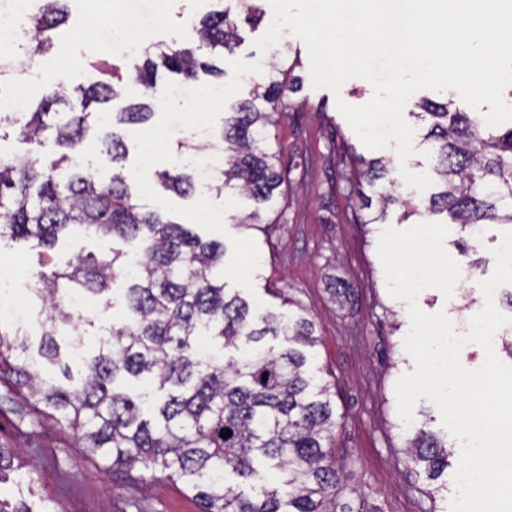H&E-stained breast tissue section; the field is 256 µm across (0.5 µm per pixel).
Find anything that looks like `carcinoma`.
Segmentation results:
<instances>
[{"instance_id":"obj_1","label":"carcinoma","mask_w":512,"mask_h":512,"mask_svg":"<svg viewBox=\"0 0 512 512\" xmlns=\"http://www.w3.org/2000/svg\"><path fill=\"white\" fill-rule=\"evenodd\" d=\"M63 0H44L34 24L38 57L47 55L50 31L65 19ZM198 46L174 44L141 63L130 74L147 93H157L162 67L197 78L198 70L220 71L198 52L224 53L239 38L227 10L193 27ZM279 71H270L252 98L237 102L224 119V167L213 177L217 190L233 189L254 204L241 220L258 228L259 210L272 202L283 183L280 151L268 141L283 94ZM45 95L33 112L15 120L18 134L41 144L53 104L74 97L80 111L67 112L55 126L57 145L66 149L46 163L34 151L0 155V237L51 249L72 229L86 235L137 242L133 254L85 257L36 274L31 292L38 304L40 356L60 362L57 336L71 325L72 294L95 298L107 310L121 302L122 314L99 338V348L83 358L80 384L65 389L37 368L17 362L25 349L20 329L0 328V383L27 389L30 414L51 419L64 435L125 476L161 469L166 478L194 492L201 512H354L341 499L336 451L331 437L336 414L328 387L318 385L304 349L317 343L316 327L302 307L286 315L261 312L224 284V244L205 240L191 225L179 224L138 203L122 168L100 179L80 169L78 155L91 116V104L107 103L117 86L97 82L71 87L48 75ZM431 123L423 140L438 143L433 169L439 191L427 210L444 212L461 231L475 224H502L512 230V123L489 126L448 104L422 102ZM150 106L134 104L115 113L119 123L142 124ZM112 163L126 156L123 141L108 133ZM361 177L376 189L379 209L357 216L360 224L384 219L389 205L411 203L381 184L388 173L381 159L360 161ZM158 177L170 190L188 195L198 188V170L178 163ZM272 337L280 344L266 345ZM122 378L142 379L132 397L116 388ZM231 435L221 437L225 430ZM409 462L430 479L448 468V450L434 434L418 431L408 441ZM17 452L0 448V484L19 471ZM251 483L250 491L230 484L227 473ZM15 504L0 499V512H34L25 495L31 484L17 482Z\"/></svg>"}]
</instances>
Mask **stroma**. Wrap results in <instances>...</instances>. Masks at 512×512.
<instances>
[{"mask_svg":"<svg viewBox=\"0 0 512 512\" xmlns=\"http://www.w3.org/2000/svg\"><path fill=\"white\" fill-rule=\"evenodd\" d=\"M260 23L241 25V41L211 62L223 76L199 74L184 81L160 70L155 112L149 126L160 131L155 149H148L146 127L113 124L112 115L131 103L144 101V90L129 78L131 61L113 46L112 34L135 19L148 43L178 42L194 45V21L212 10L230 9L245 15L240 0H110L94 27L85 24V0H67V19L51 33V59L66 74L70 85L89 86L120 76L122 93L107 104L92 105L84 142V169L101 178L112 164L99 140L114 130L127 147L125 168L134 198L160 210L171 220L193 224L203 239L225 246L224 281L231 293L266 310L282 313L284 297L305 307L316 323L318 341L307 354L312 370L330 388L336 411L334 446L343 457L339 472L344 498L355 512H450L455 493L452 472L430 482L408 463L404 453L409 437L397 411L395 384L413 371L404 349L410 321L406 302L392 298L387 289L377 248L384 227L405 229L420 222H447L446 215L426 212L428 192H409L402 170L430 172L435 154L430 144L415 142V152L400 161L395 148H366L339 112L336 103H367L372 84L362 78L347 80L339 93L311 84L309 55L303 41L283 33L286 52L253 45L273 19L268 0H257ZM282 69L284 113L271 129L270 143L280 150L285 178L262 212L261 229L238 226L247 208L232 190L216 194L206 188L182 196L168 190L158 173L198 156L201 150H220L224 114L238 100L248 98L255 79L271 65ZM217 87L219 98L202 97V90ZM389 159V177L395 194L411 195L419 212L408 215L401 204L390 205L379 224H359L355 213L362 200L352 194L357 159ZM207 211L217 219L196 223ZM449 225L444 246L467 274L455 298L435 288L422 290L419 308L428 314L445 312L449 319L478 313L485 304L479 282L494 271L492 255L502 225L489 224L481 242L471 243L468 255L457 246L462 234ZM134 243L117 238L75 235L60 241L50 252L54 265L77 256L106 255L114 250L133 251ZM38 249L25 242L0 238V305L9 309L0 325L24 322L26 349L22 359L41 362V329L34 319L28 288L39 268ZM44 372L56 377L58 366L41 362ZM24 398L0 385V446L15 448L32 471L40 499L36 512H200L190 491L173 484L162 473L129 480L103 469L100 460L45 418H23Z\"/></svg>","mask_w":512,"mask_h":512,"instance_id":"1","label":"stroma"}]
</instances>
